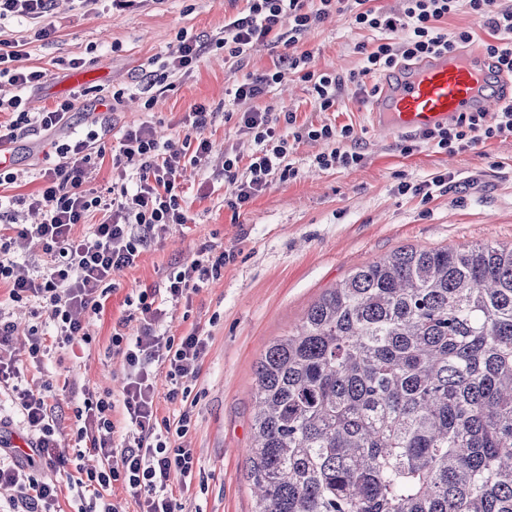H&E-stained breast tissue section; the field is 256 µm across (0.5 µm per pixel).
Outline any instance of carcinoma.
I'll return each instance as SVG.
<instances>
[{
	"mask_svg": "<svg viewBox=\"0 0 512 512\" xmlns=\"http://www.w3.org/2000/svg\"><path fill=\"white\" fill-rule=\"evenodd\" d=\"M256 512H512V246L400 249L258 363Z\"/></svg>",
	"mask_w": 512,
	"mask_h": 512,
	"instance_id": "carcinoma-1",
	"label": "carcinoma"
}]
</instances>
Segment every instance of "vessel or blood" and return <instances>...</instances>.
<instances>
[{"label": "vessel or blood", "instance_id": "obj_1", "mask_svg": "<svg viewBox=\"0 0 512 512\" xmlns=\"http://www.w3.org/2000/svg\"><path fill=\"white\" fill-rule=\"evenodd\" d=\"M512 98V79L493 90L489 72L476 52L432 56L382 77L370 112L372 129L387 134L447 125L461 113L491 111Z\"/></svg>", "mask_w": 512, "mask_h": 512}]
</instances>
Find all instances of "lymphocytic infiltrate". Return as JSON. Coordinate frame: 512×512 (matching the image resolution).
<instances>
[{
    "label": "lymphocytic infiltrate",
    "mask_w": 512,
    "mask_h": 512,
    "mask_svg": "<svg viewBox=\"0 0 512 512\" xmlns=\"http://www.w3.org/2000/svg\"><path fill=\"white\" fill-rule=\"evenodd\" d=\"M53 4L54 0H0V21L20 19L38 25L40 36L46 38L53 32L45 23ZM462 7L490 34L482 48L491 73L511 75L512 8L504 7L501 0H401L397 16L374 5L373 0H246L245 8L225 23L224 35L215 43L179 34L160 68L147 73L146 86L169 90L170 75L189 72L214 47L229 57L241 58L254 46L280 44L285 52L275 70L247 74L234 88L235 100H255L292 73L309 84L316 106L327 112L335 108L345 87L365 93L370 75L471 44L473 31L451 32L443 25ZM335 14L349 15L363 29L391 33L401 28L405 34L366 51L363 66L348 76L312 70L310 52L299 48L301 39L312 25ZM23 56L17 43L0 41V79H7L18 90L9 100H0V112L15 115L9 125L0 128L1 147L16 142L27 131L48 133L57 129L68 122L75 108L74 100L66 99L42 112L28 111L21 92L41 84L44 73L23 66ZM284 118L296 127L292 137L280 133L269 113L257 109L238 113L240 130L252 136L257 149L245 165L237 154L225 151L224 181L231 188L224 198L225 207L236 211L249 204L268 187L272 176L283 181L296 179L298 169L286 161L293 139L331 143L330 151L314 158L319 168L350 169L362 163L364 156L357 148L352 125L299 127L294 113H285ZM211 121L208 107L196 105L184 119L196 137L179 144L159 142L147 124L125 130L112 162L119 169L134 166L136 177L130 185L113 183L108 200L83 188L93 160L96 132L72 136L65 143L55 144L53 155L45 156L43 167L37 171L42 188L15 200L16 205L40 213L42 222L22 224L13 214L0 224V282L8 284L11 301H35L34 316H47L56 328L55 339L50 342L38 327H31L28 357L32 363H42L52 348L86 336L87 316L102 307L104 283L133 266L158 229L188 223L181 179L188 166L208 158L212 146L202 132ZM509 136L512 100L504 102L499 112H469L447 127L422 132L416 143L456 154ZM416 143L403 145V152H413ZM94 215L99 221L90 224L89 234L74 236V226L89 224V217ZM35 240L42 245L45 266L33 277L19 274L15 259L25 254ZM230 260V254L202 247L192 260L167 275L162 286L139 292V335L112 336L113 353L123 356L128 366L122 390L114 397L86 391L83 405L77 410L76 440L98 459L95 468L73 467L61 446L52 415L57 399L53 380H44L36 388L19 386L21 369L13 347L16 326L0 308V388H11L22 426L31 438V452L25 456L10 446L0 447V490L8 491L11 512H57V478L62 474L78 490V512H122L119 504L105 496L116 482L134 493L139 512H183L173 489L190 488L199 470L193 450L184 447L182 440L191 426L189 384L199 374L208 339L195 331L177 338L170 336L161 330L159 322L164 304L190 300L201 283L220 278ZM160 373L170 384L167 401L182 405L178 416L171 420L158 419L155 412L156 376ZM117 409L132 430L131 437L121 441L115 436L111 420Z\"/></svg>",
    "instance_id": "1"
}]
</instances>
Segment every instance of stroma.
<instances>
[{
	"instance_id": "obj_1",
	"label": "stroma",
	"mask_w": 512,
	"mask_h": 512,
	"mask_svg": "<svg viewBox=\"0 0 512 512\" xmlns=\"http://www.w3.org/2000/svg\"><path fill=\"white\" fill-rule=\"evenodd\" d=\"M245 5V0H135L120 9L110 0L89 7L80 0H56L47 19L54 33L46 40L38 39L29 23L0 22V40L22 43L24 65L45 73L41 85L23 93L30 111L53 107L72 94L70 60L83 59L97 72L95 91L77 100L70 119L73 128L96 131V144L105 150L90 170L87 191H106L118 178L111 152L126 128L148 122L160 141H176L185 135L182 119L197 104L215 113L202 132L212 153L187 171L189 223L170 225L132 267L113 276L103 311L90 319L89 343L60 350L41 368H23L28 387L44 377L67 382L56 411L61 444L75 455L76 410L84 390L115 392L123 385V361L111 347L115 329L129 336L137 332V322L128 318L130 299L140 289L161 285L202 246L230 253L223 277L206 282L190 304L168 306L164 317L170 335L196 330L208 338L186 437L202 474L200 483L180 494L184 512H255L246 460L256 365L267 346L300 324L323 294L357 267L402 248L512 243V137L454 155L430 145L406 155L403 136L369 128L370 96L347 90L334 110L322 112L309 85L294 75L251 104L234 103L229 94L234 82L274 70L282 45L259 46L239 61L220 49L205 53L191 72L173 76L171 90L155 93L152 106H145L141 78L168 53L178 32L216 40L224 35L225 21ZM377 37L350 18L335 16L312 26L302 43L312 54L313 69L344 76L361 68V46H373ZM119 86L129 87L131 98L115 107L100 101L99 90ZM250 107L268 111L287 135L294 128L284 120L288 111L296 115L295 126L353 125L364 159L348 170H322L313 159L328 151L326 142L293 144L288 160L298 177L272 180L252 202L232 212L224 206L229 191L222 175L224 153L234 151L246 162L256 145L225 115ZM43 140V134L32 132L14 144L13 162L22 176L1 193L27 195L39 188L33 170L43 157ZM446 172L452 182L431 199L395 191L399 182L418 183Z\"/></svg>"
}]
</instances>
